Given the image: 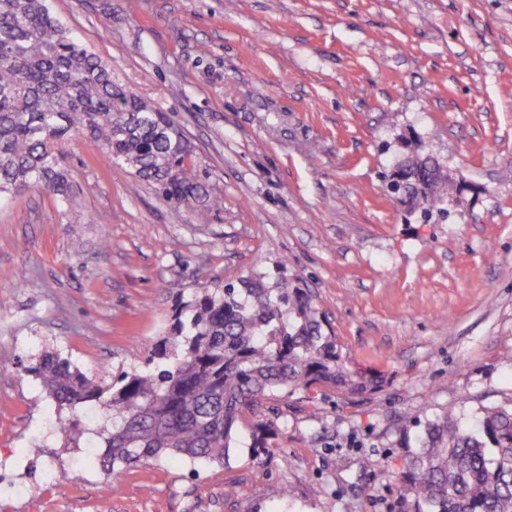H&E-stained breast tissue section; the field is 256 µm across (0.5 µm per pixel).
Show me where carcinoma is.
I'll list each match as a JSON object with an SVG mask.
<instances>
[{
    "label": "carcinoma",
    "instance_id": "obj_1",
    "mask_svg": "<svg viewBox=\"0 0 512 512\" xmlns=\"http://www.w3.org/2000/svg\"><path fill=\"white\" fill-rule=\"evenodd\" d=\"M83 139L170 202L202 200L209 211L223 205L221 194L198 182L183 131L112 78V65L70 35L49 0H0V201L38 186L69 200L61 159ZM385 184L390 191L409 186L398 202L426 220L448 213L461 192L421 143ZM171 335L154 356L170 358L172 343L179 349L173 364L122 371L110 383L53 353L34 368L58 404L95 401L112 410L111 425L98 431L109 493L120 490L126 470L162 457L222 463L243 427L253 456L269 453L278 425L261 408L277 391L377 388L347 369L311 293L294 282L273 289L255 276L204 290L175 308ZM400 423L404 434L419 430L404 473L414 512H512V407L486 409L474 427L446 412L405 414Z\"/></svg>",
    "mask_w": 512,
    "mask_h": 512
}]
</instances>
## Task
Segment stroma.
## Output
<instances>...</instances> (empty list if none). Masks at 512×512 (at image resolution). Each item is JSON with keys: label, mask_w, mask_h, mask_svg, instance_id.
Here are the masks:
<instances>
[{"label": "stroma", "mask_w": 512, "mask_h": 512, "mask_svg": "<svg viewBox=\"0 0 512 512\" xmlns=\"http://www.w3.org/2000/svg\"><path fill=\"white\" fill-rule=\"evenodd\" d=\"M72 37L187 136L224 206L165 200L87 143L72 196L0 203V512H414L403 412L512 404V0H51ZM424 142L464 191L423 222L384 177ZM25 281H18L19 273ZM243 276L301 280L374 392L271 397L273 450L105 473L74 459L103 405L58 406L47 352L100 380L142 367L175 307ZM80 431L68 432V423ZM41 453H33V444ZM288 495L273 499L270 485Z\"/></svg>", "instance_id": "1"}]
</instances>
